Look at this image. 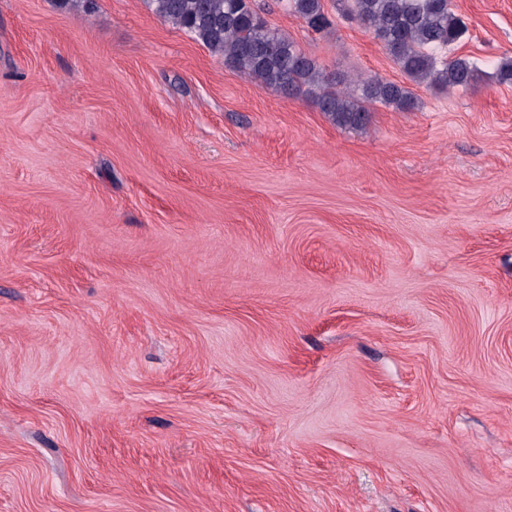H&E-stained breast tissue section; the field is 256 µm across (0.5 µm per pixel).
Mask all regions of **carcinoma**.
<instances>
[{
	"label": "carcinoma",
	"instance_id": "obj_1",
	"mask_svg": "<svg viewBox=\"0 0 512 512\" xmlns=\"http://www.w3.org/2000/svg\"><path fill=\"white\" fill-rule=\"evenodd\" d=\"M157 15L189 34L210 52L262 86L287 96L312 94L336 124H367L371 106L415 109L408 87L379 76L337 88L317 62L288 35L272 27L255 0H149ZM289 9L313 31L332 25L323 0H289ZM345 9L373 32L404 75L438 88L472 87L481 69L465 55L448 56L463 22L450 0H346Z\"/></svg>",
	"mask_w": 512,
	"mask_h": 512
}]
</instances>
